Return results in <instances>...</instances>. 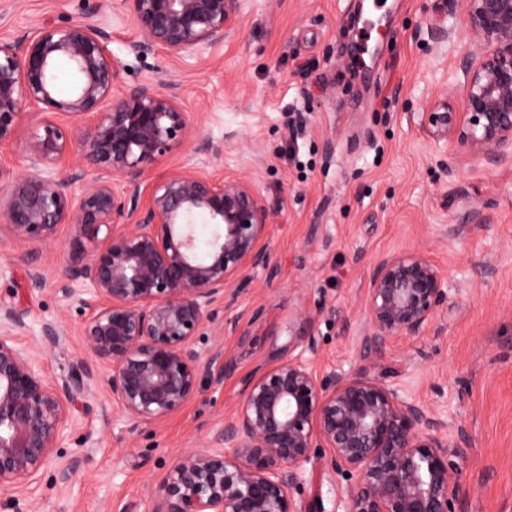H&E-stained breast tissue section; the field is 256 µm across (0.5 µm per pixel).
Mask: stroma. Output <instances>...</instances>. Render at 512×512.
Wrapping results in <instances>:
<instances>
[{"instance_id": "obj_1", "label": "stroma", "mask_w": 512, "mask_h": 512, "mask_svg": "<svg viewBox=\"0 0 512 512\" xmlns=\"http://www.w3.org/2000/svg\"><path fill=\"white\" fill-rule=\"evenodd\" d=\"M113 0H0V36L48 18L86 19L112 34L108 48L134 84L174 86L199 115V132L223 145L200 158L184 144L155 174L206 163L252 180L269 211L270 270H249L224 315L207 325L205 349L224 356L197 395L163 423L128 437L104 382L93 412L76 411L68 440L35 483L0 491V512H151L155 480L239 403L249 377L305 353L322 377L369 368L362 355L366 288L386 254L423 250L446 271L448 299L422 336L383 350L417 401L442 409L470 436L455 463L464 512H512V158L429 143L416 123L428 102L459 85L456 61L472 33L458 0H241L234 34L191 58L137 56L138 31ZM391 35L376 37L377 26ZM455 31L437 43L439 29ZM365 54V66L355 58ZM67 229L25 245L0 238V307L24 313L20 345L38 350L49 376L89 353L82 313L58 290ZM37 259L45 287L30 290ZM65 337L43 347L41 326ZM78 469L70 481L59 473Z\"/></svg>"}]
</instances>
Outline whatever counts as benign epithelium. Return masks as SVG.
Returning <instances> with one entry per match:
<instances>
[{
    "mask_svg": "<svg viewBox=\"0 0 512 512\" xmlns=\"http://www.w3.org/2000/svg\"><path fill=\"white\" fill-rule=\"evenodd\" d=\"M120 2L139 33L129 45L138 56L200 52L239 22V0ZM460 2L475 36L457 62L462 111L432 101L420 126L496 163L512 154V0ZM109 39L90 22L0 38V145L15 139L31 108L43 114L27 142L29 171L0 167V234L36 244L69 228L61 291L85 315V344L134 434L180 411L201 368L222 357L197 339L243 272L270 268L261 245L269 212L248 179L190 167L145 180L196 135V115L151 80L121 84ZM62 65L71 71L66 95L56 82ZM199 219L211 226L203 243ZM27 276L32 289L46 283L34 259ZM447 299V275L427 253L382 258L369 277L364 357L421 336ZM5 326L21 328V314L1 307ZM42 336L53 347L64 331L47 322ZM390 377L374 363L321 378L298 354L249 378L208 448L183 454L161 476L151 512H300L290 490L313 483L305 465L318 448L328 474L345 481L341 512H461L453 458L470 447L466 429ZM95 380L87 360L51 377L15 337L0 336L1 491L38 479Z\"/></svg>",
    "mask_w": 512,
    "mask_h": 512,
    "instance_id": "1",
    "label": "benign epithelium"
}]
</instances>
